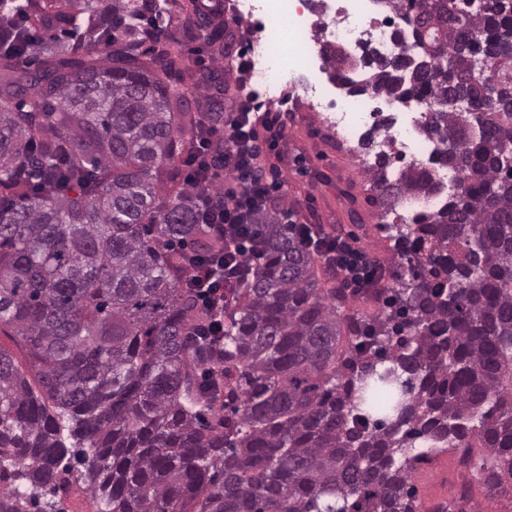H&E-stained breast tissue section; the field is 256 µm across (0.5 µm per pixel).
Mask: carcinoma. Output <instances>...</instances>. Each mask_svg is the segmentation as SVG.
<instances>
[{"mask_svg":"<svg viewBox=\"0 0 512 512\" xmlns=\"http://www.w3.org/2000/svg\"><path fill=\"white\" fill-rule=\"evenodd\" d=\"M4 2L0 331L30 375L0 347V512H30L62 471L105 512H417L415 464L460 448L465 463L483 450L485 485L512 481V110L470 134L487 79L512 91V55L491 54L512 40V5L385 0L412 44L401 29L386 61L325 54L346 92L426 111L431 164L367 166L384 214L441 192L433 165L456 170L457 191L389 235L398 288L370 320L341 315L315 253L258 212L215 361L189 335L209 313L182 287L186 253L215 243L180 169L224 123L226 80L203 76L209 110L192 109L171 89L187 73L177 39L130 0ZM472 66L466 107H442Z\"/></svg>","mask_w":512,"mask_h":512,"instance_id":"carcinoma-1","label":"carcinoma"}]
</instances>
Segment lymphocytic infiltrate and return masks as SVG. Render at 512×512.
<instances>
[{
	"instance_id": "lymphocytic-infiltrate-1",
	"label": "lymphocytic infiltrate",
	"mask_w": 512,
	"mask_h": 512,
	"mask_svg": "<svg viewBox=\"0 0 512 512\" xmlns=\"http://www.w3.org/2000/svg\"><path fill=\"white\" fill-rule=\"evenodd\" d=\"M240 118L222 134L198 136L195 147L183 160L184 181L197 188L196 205L203 224L221 249L191 256L187 288L195 293L197 307L223 314L232 290L252 272L250 242L242 231L252 223L254 210H273L279 205V183L267 182L260 164L259 130L284 126L282 114L255 113L252 100L241 101ZM303 244H321L329 268L339 271L344 287L362 290L377 282L378 265L341 237L320 242L316 225L297 227Z\"/></svg>"
}]
</instances>
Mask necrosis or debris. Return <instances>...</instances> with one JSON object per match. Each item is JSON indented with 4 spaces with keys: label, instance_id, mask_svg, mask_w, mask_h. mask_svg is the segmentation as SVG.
Listing matches in <instances>:
<instances>
[{
    "label": "necrosis or debris",
    "instance_id": "4bbe7bcc",
    "mask_svg": "<svg viewBox=\"0 0 512 512\" xmlns=\"http://www.w3.org/2000/svg\"><path fill=\"white\" fill-rule=\"evenodd\" d=\"M232 13L257 22L248 33L251 66L244 77L246 90L259 88L268 100H287L292 112L318 113L335 137L337 150L358 153L356 138L376 112L377 96L367 91L328 101L319 85L298 88L294 77L309 69L313 57L324 54L332 44L349 49L364 43L387 55L395 53L399 18L384 14L370 0H339L334 19L327 23L325 34L320 37L309 33L306 7L298 0H233ZM419 118L414 111L390 126L376 141V150L398 154L415 163L427 162L433 144L417 128Z\"/></svg>",
    "mask_w": 512,
    "mask_h": 512
}]
</instances>
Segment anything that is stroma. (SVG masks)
<instances>
[{
	"label": "stroma",
	"mask_w": 512,
	"mask_h": 512,
	"mask_svg": "<svg viewBox=\"0 0 512 512\" xmlns=\"http://www.w3.org/2000/svg\"><path fill=\"white\" fill-rule=\"evenodd\" d=\"M278 146L265 162L283 184L286 207L300 224L322 225L355 248L389 263L393 242L381 231V211L365 170L349 154L326 151L311 112H292L277 133ZM475 462L451 450L430 454L411 476L420 512H512V489H491L477 477Z\"/></svg>",
	"instance_id": "35a3bbf8"
}]
</instances>
